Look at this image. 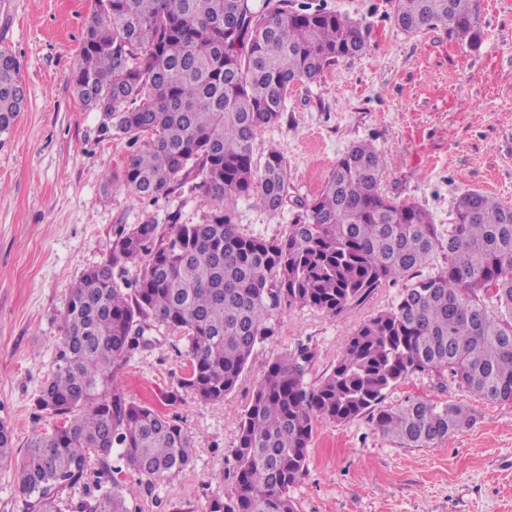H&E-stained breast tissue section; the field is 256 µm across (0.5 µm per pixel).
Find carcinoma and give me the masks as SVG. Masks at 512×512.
Segmentation results:
<instances>
[{"label":"carcinoma","instance_id":"obj_1","mask_svg":"<svg viewBox=\"0 0 512 512\" xmlns=\"http://www.w3.org/2000/svg\"><path fill=\"white\" fill-rule=\"evenodd\" d=\"M479 3L395 0L394 22L408 34L442 25L476 46ZM365 45L359 23L294 0H94L73 90L102 113L103 134L132 148L112 183L154 199L197 179L212 212L203 224L120 227L109 257L72 288L55 368L35 399L59 425L33 438L15 466L25 512H130L128 489L114 482L104 491L98 480L97 495L89 475L125 467L150 484L193 463L192 438L177 418L114 387L150 324L186 339L190 366L180 388L221 403L274 335L281 303L336 318L428 264L438 229L422 207L383 194L385 160L369 142L336 161L283 239L243 236L227 212L242 197L269 212L282 207L287 163L272 150L257 166L255 137L279 122L290 87ZM25 99L19 61L1 48L0 135ZM447 247L448 266L363 322L318 385L304 382L309 351L270 361L240 416L234 492L213 500L210 512H296L291 490L307 470L315 420L369 414L406 448H430L473 424L456 404L382 406L416 371L446 372L480 399L512 400V205L462 195ZM118 267L141 274L124 288ZM12 458L0 424V464ZM78 486L83 498L63 499Z\"/></svg>","mask_w":512,"mask_h":512}]
</instances>
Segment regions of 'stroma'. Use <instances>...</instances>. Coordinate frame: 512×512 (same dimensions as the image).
Returning a JSON list of instances; mask_svg holds the SVG:
<instances>
[{"label":"stroma","instance_id":"stroma-1","mask_svg":"<svg viewBox=\"0 0 512 512\" xmlns=\"http://www.w3.org/2000/svg\"><path fill=\"white\" fill-rule=\"evenodd\" d=\"M362 22L367 47L287 94L280 122L252 146L256 164L269 151L288 162V194L275 213L238 199L232 222L245 236L284 238L302 202L321 189L354 144L372 142L386 160L384 194L414 203L447 235L456 199L467 192L512 204V0H481L478 46L449 38L445 27L406 34L393 0H309ZM92 0H0V48L21 66L28 105L0 136V423L16 453L54 420L35 398L54 367L69 293L112 249L118 225L154 219L201 224L210 215L194 183L155 199L113 186L130 154L104 136L102 116L75 96L72 80ZM409 279L383 283L362 303L332 318L281 305L274 336L259 345L224 403L180 391L185 342L162 328L144 333L114 384L133 401L177 417L191 434L195 461L147 485L116 473L134 491L131 512H209L235 486L232 450L239 417L271 359L307 348V384H318L364 321L389 309ZM179 392L170 401L171 392ZM420 399L458 404L472 426L430 448H403L370 416L316 421L308 468L292 489L297 512H512V401L474 396L448 375L416 372L386 393L385 406Z\"/></svg>","mask_w":512,"mask_h":512}]
</instances>
